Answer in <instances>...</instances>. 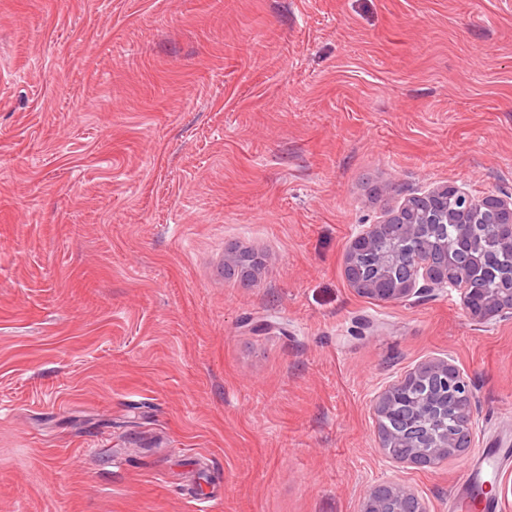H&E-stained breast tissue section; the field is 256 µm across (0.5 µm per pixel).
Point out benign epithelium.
<instances>
[{
    "label": "benign epithelium",
    "instance_id": "benign-epithelium-1",
    "mask_svg": "<svg viewBox=\"0 0 512 512\" xmlns=\"http://www.w3.org/2000/svg\"><path fill=\"white\" fill-rule=\"evenodd\" d=\"M497 223L474 225L485 210ZM457 224L453 243L440 225ZM512 249V197L487 193L474 197L455 186L433 187L410 197L386 222L363 226L344 256V276L360 296L383 303L406 302L436 290L459 294L468 318L476 324L512 316V262L504 268L511 285L478 288L491 278L487 245ZM464 405V417L451 432H437L432 423L448 421V410ZM377 424L399 415V429H378L382 456L396 465H425L426 459L466 451L475 435V396L471 381L445 358L420 362L386 385L373 400ZM362 512H429L410 486L386 480L364 497Z\"/></svg>",
    "mask_w": 512,
    "mask_h": 512
}]
</instances>
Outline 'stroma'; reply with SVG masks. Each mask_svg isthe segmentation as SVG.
Returning <instances> with one entry per match:
<instances>
[{
	"label": "stroma",
	"mask_w": 512,
	"mask_h": 512,
	"mask_svg": "<svg viewBox=\"0 0 512 512\" xmlns=\"http://www.w3.org/2000/svg\"><path fill=\"white\" fill-rule=\"evenodd\" d=\"M445 183L512 195V0H0V512H448L512 449V318L343 273ZM431 357L474 445L392 466L372 400ZM502 464L498 452L484 453L465 471L453 497L448 501V512H468L477 502L485 512H497V502L486 499L482 490L486 484L487 472L495 473ZM427 505L410 486L386 480L364 497L362 512H429Z\"/></svg>",
	"instance_id": "1"
}]
</instances>
